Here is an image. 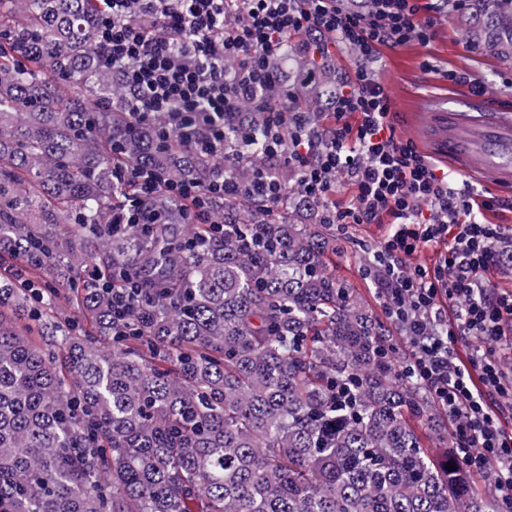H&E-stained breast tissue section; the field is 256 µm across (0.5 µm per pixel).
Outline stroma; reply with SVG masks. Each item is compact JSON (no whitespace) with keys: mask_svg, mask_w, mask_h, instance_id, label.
Listing matches in <instances>:
<instances>
[{"mask_svg":"<svg viewBox=\"0 0 512 512\" xmlns=\"http://www.w3.org/2000/svg\"><path fill=\"white\" fill-rule=\"evenodd\" d=\"M451 71L482 81L486 86L480 98L482 103L490 110L512 115V62L466 46L452 11L444 10L428 42L412 41L378 49L375 73L390 99L398 137L404 140L415 137L406 121L414 97L444 94L452 105L475 98L469 85L448 81L447 74ZM387 230L384 224L346 225L341 232L342 249L336 256L337 276L346 279L377 314L382 311V301L372 281L366 278L364 268Z\"/></svg>","mask_w":512,"mask_h":512,"instance_id":"obj_1","label":"stroma"}]
</instances>
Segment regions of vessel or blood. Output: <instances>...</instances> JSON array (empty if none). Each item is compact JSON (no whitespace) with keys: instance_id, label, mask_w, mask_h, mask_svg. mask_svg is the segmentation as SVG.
I'll return each mask as SVG.
<instances>
[{"instance_id":"b4317fda","label":"vessel or blood","mask_w":512,"mask_h":512,"mask_svg":"<svg viewBox=\"0 0 512 512\" xmlns=\"http://www.w3.org/2000/svg\"><path fill=\"white\" fill-rule=\"evenodd\" d=\"M408 123L419 129L423 144L474 175H490L493 185L512 183V121L493 113L481 119L426 103Z\"/></svg>"}]
</instances>
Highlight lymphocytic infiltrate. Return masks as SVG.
Returning a JSON list of instances; mask_svg holds the SVG:
<instances>
[{
  "label": "lymphocytic infiltrate",
  "mask_w": 512,
  "mask_h": 512,
  "mask_svg": "<svg viewBox=\"0 0 512 512\" xmlns=\"http://www.w3.org/2000/svg\"><path fill=\"white\" fill-rule=\"evenodd\" d=\"M96 41L102 64L129 90L123 109L214 157L223 172L207 184L172 181L134 169L126 177L136 200L117 218L127 226L156 223L139 201L166 192L184 203L195 224L210 221L208 201L237 195L229 173L254 139H261L264 166L249 188L253 201L288 207V193L269 175L293 167L307 195L323 200L338 182L351 184L348 204L327 207L322 221L339 227H391L370 270L388 317L410 340L405 374L422 384L453 421L456 451L468 473L492 474L512 499V436L502 428L512 412V372L481 346L512 351V288L487 287L483 275L512 259L498 248L502 225L477 221L478 199L467 183L432 164L412 141L395 135L391 105L373 64L379 46L428 42L435 20L421 16L418 0H370L367 12H350L342 0H104ZM307 35L324 55L335 46L358 53L355 78L336 98L334 124H312L290 102L266 99L278 81L270 67L289 41ZM255 103L259 130L224 133V115ZM424 249L442 252L433 267L411 264ZM479 341L467 360L458 340Z\"/></svg>",
  "instance_id": "lymphocytic-infiltrate-1"
}]
</instances>
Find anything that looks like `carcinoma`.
Masks as SVG:
<instances>
[{"mask_svg":"<svg viewBox=\"0 0 512 512\" xmlns=\"http://www.w3.org/2000/svg\"><path fill=\"white\" fill-rule=\"evenodd\" d=\"M95 9L0 0V512H499L443 433H416L436 404L336 278L324 202L294 174L288 213L217 199L189 224L160 194L162 223L112 231L133 194L113 171L204 183L212 163L121 109ZM455 14L512 59V0ZM283 89L313 114L338 86L311 54ZM242 108L224 129L259 120Z\"/></svg>","mask_w":512,"mask_h":512,"instance_id":"obj_1","label":"carcinoma"}]
</instances>
